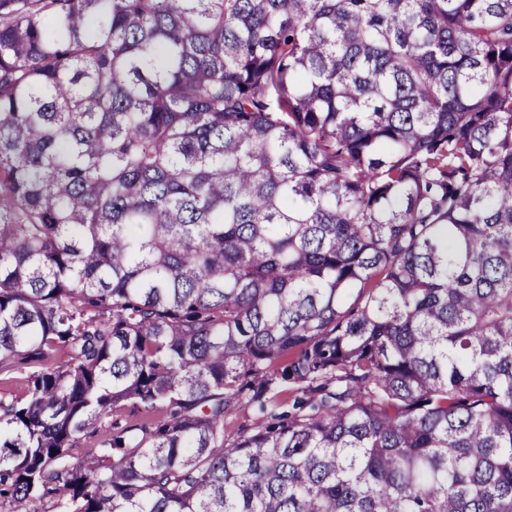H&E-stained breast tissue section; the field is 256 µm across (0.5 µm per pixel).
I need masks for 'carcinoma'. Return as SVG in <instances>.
Segmentation results:
<instances>
[{
    "label": "carcinoma",
    "instance_id": "cac0c4a2",
    "mask_svg": "<svg viewBox=\"0 0 512 512\" xmlns=\"http://www.w3.org/2000/svg\"><path fill=\"white\" fill-rule=\"evenodd\" d=\"M22 368L0 512H512V0H0ZM260 420L249 410L240 408L224 417V440L232 443L244 429L254 430L260 425Z\"/></svg>",
    "mask_w": 512,
    "mask_h": 512
}]
</instances>
